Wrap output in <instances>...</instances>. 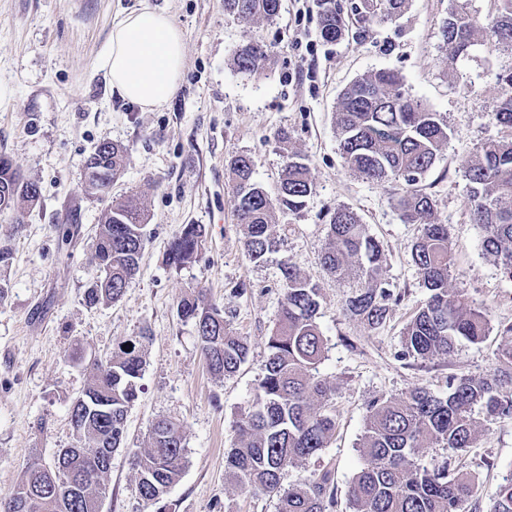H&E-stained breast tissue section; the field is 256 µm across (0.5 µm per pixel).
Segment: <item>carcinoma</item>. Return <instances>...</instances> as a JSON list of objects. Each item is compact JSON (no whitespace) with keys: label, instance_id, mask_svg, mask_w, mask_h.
<instances>
[{"label":"carcinoma","instance_id":"obj_1","mask_svg":"<svg viewBox=\"0 0 512 512\" xmlns=\"http://www.w3.org/2000/svg\"><path fill=\"white\" fill-rule=\"evenodd\" d=\"M407 4L408 0H361L356 11L365 20L392 21L405 13ZM317 7L320 37L326 42L342 39L349 21L336 0H317ZM224 10L258 24L278 17L282 0H224ZM439 38L452 64L469 57L477 44L512 55V0H493L484 15L472 7V0H451ZM270 63L268 47L254 38L232 58V67L240 73L266 70ZM491 116L500 136L472 149L463 176L470 218L483 231L484 255L512 280V73L501 78ZM334 124L347 168L363 178L393 184L403 222L418 227L411 257L428 297L403 332L400 356L432 360L454 353L461 342H483L490 332L489 312L451 285L454 262L448 225L438 222L436 183H425L450 140L447 116L414 98L398 74L378 70L342 92ZM278 140L286 161L274 198L254 178L250 156L238 155L229 164L235 218L243 227L242 249L254 261L278 248L272 231L275 209L297 213L313 193L309 166L288 149L287 135ZM126 160L123 147L111 142L97 145L88 157L95 172V194L110 193ZM39 198L37 183L23 180L10 163L0 166V212L15 209L20 200L32 205ZM145 227V209L135 197L113 203L103 215L95 244L99 275L86 290L88 305L122 297L139 268ZM204 242L203 225H182L165 254V265L183 268L197 258ZM320 263L328 276L353 282L345 312L372 328L381 326L390 305L403 299L404 293L383 277L381 245L348 206L339 205L329 213ZM281 271L283 300L279 322L266 343L264 377L238 424L237 442L225 456V473L256 494L277 497L278 512H328L335 505L328 475L282 488L288 468L328 447L336 420L328 411L332 389L318 376L324 353L317 323L320 285L290 264ZM177 313L195 327L203 358L215 376H231L246 362L247 342L227 331L224 307L205 293L184 297ZM499 336L492 372L452 377L444 396L418 387L369 401L360 444L363 466L350 491L354 512H462L477 490L473 476L446 457L428 463L422 457L428 448L463 451L473 446L486 423L512 419V324L501 327ZM144 339L142 335L108 359L90 364V383L71 405L76 445L61 449L49 466L37 457L29 462L16 494L0 501V512H100L109 493V466L101 457L104 449L116 450L123 443L127 412L138 398ZM184 464L182 425L165 417L156 420L148 447L135 456L142 500L157 506V512H166L160 503ZM492 500L491 512H512V475L497 486Z\"/></svg>","mask_w":512,"mask_h":512}]
</instances>
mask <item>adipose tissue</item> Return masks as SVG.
I'll list each match as a JSON object with an SVG mask.
<instances>
[{
	"mask_svg": "<svg viewBox=\"0 0 512 512\" xmlns=\"http://www.w3.org/2000/svg\"><path fill=\"white\" fill-rule=\"evenodd\" d=\"M100 66L120 97L145 109L163 106L182 79V33L168 15L142 5L113 27Z\"/></svg>",
	"mask_w": 512,
	"mask_h": 512,
	"instance_id": "obj_1",
	"label": "adipose tissue"
}]
</instances>
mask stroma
<instances>
[{"instance_id":"obj_1","label":"stroma","mask_w":512,"mask_h":512,"mask_svg":"<svg viewBox=\"0 0 512 512\" xmlns=\"http://www.w3.org/2000/svg\"><path fill=\"white\" fill-rule=\"evenodd\" d=\"M144 2L182 31L186 58L174 95L152 111L113 92L99 66L117 20ZM448 7L449 0H409L397 22H356L328 44L319 37L316 10L304 9L302 0H283L279 18L256 25L225 13L224 0H0V154L41 189L36 205L0 213V249L12 253L9 266L0 267V501L13 497L33 457L49 465L58 449L74 445L70 405L89 383L88 360L108 357L145 332L140 391L127 414L125 446L112 456V494L101 512H155L139 499L133 456L161 416L179 421L185 437L186 464L164 497L167 512H277L276 498L226 478L224 452L264 376L284 261L321 285L317 321L325 350L318 370L333 390L336 434L317 457L287 469L282 484L329 472L337 499L330 512H351L371 399L415 387L442 394L449 377L492 370L496 329L512 323V281L482 253L461 171L472 148L498 135L491 119L497 77L512 60L477 45L469 58L448 65L438 36ZM249 36L267 45L270 69H233L231 59ZM383 68L448 117L452 136L428 177L438 182V217L454 248L452 285L490 312L492 331L482 343H462L431 361L399 356L401 332L427 298L411 259L417 228L402 223L389 183L345 167L333 124L341 92ZM283 131L310 168L313 194L299 213H277L281 248L255 262L241 247L228 164L249 154L255 179L276 193L285 163L276 137ZM103 141L128 152L107 198L88 191L84 172ZM129 195L148 215L140 269L118 301L88 306L98 224L111 198ZM340 204L382 242L383 275L404 294L378 328L345 315L350 288L320 264L324 214ZM185 224L204 225V247L183 269L168 268L165 252ZM199 290L223 305L229 332L249 342L248 359L232 376L208 370L194 326L177 315L178 302ZM77 349L82 359L73 358ZM457 465L479 483L468 512H491L492 492L512 474V420L487 423Z\"/></svg>"}]
</instances>
